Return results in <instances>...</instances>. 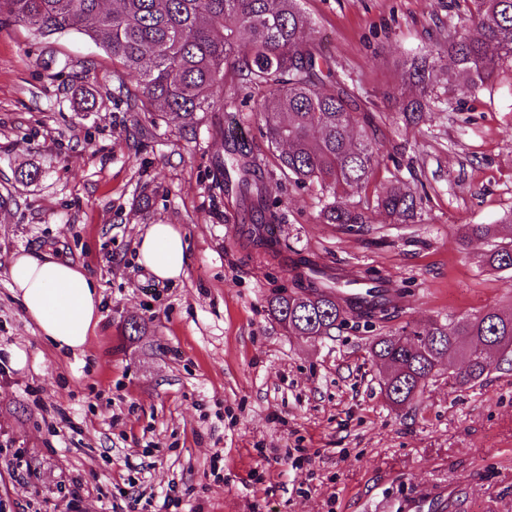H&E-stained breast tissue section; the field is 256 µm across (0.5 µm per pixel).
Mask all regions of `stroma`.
<instances>
[{
  "label": "stroma",
  "instance_id": "1",
  "mask_svg": "<svg viewBox=\"0 0 512 512\" xmlns=\"http://www.w3.org/2000/svg\"><path fill=\"white\" fill-rule=\"evenodd\" d=\"M313 37L372 118V185L422 195L414 220L369 209L351 234L320 217L318 185L295 186L244 97L248 139L276 205L280 258L243 239L224 188V111L194 124L130 107L136 74L72 30L45 38L0 27V512H403L421 487L462 485L465 512H512V370L465 387L447 369L413 408L387 401L368 344L479 311L512 309V272L480 267L489 245L457 244L462 225L512 211V74L440 89L424 121L386 97L400 63L475 30L466 0H305ZM95 98L86 108L77 94ZM39 167L32 184L17 170ZM149 224L177 225L190 261L160 284L136 261ZM82 266L105 308L86 352L44 342L10 291L12 253ZM370 270L404 293L386 325L350 318L319 342L288 335L269 297L293 289L287 258ZM139 335L125 332L128 320ZM28 355L25 369L8 352ZM303 448L307 461H285ZM23 451L29 466L12 471ZM86 484L82 502L68 493Z\"/></svg>",
  "mask_w": 512,
  "mask_h": 512
}]
</instances>
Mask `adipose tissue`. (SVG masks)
Instances as JSON below:
<instances>
[{
    "label": "adipose tissue",
    "instance_id": "ef3b65f1",
    "mask_svg": "<svg viewBox=\"0 0 512 512\" xmlns=\"http://www.w3.org/2000/svg\"><path fill=\"white\" fill-rule=\"evenodd\" d=\"M136 260L157 283L175 281L186 273L188 244L174 225L153 224L138 242ZM8 277L40 337L63 352L83 353L103 318L96 279L76 264L23 251L10 256Z\"/></svg>",
    "mask_w": 512,
    "mask_h": 512
}]
</instances>
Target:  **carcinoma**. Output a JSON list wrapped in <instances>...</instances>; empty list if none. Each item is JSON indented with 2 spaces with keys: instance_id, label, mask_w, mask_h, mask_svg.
Masks as SVG:
<instances>
[{
  "instance_id": "1",
  "label": "carcinoma",
  "mask_w": 512,
  "mask_h": 512,
  "mask_svg": "<svg viewBox=\"0 0 512 512\" xmlns=\"http://www.w3.org/2000/svg\"><path fill=\"white\" fill-rule=\"evenodd\" d=\"M121 8L104 11L100 0H0V26L21 23L47 37L81 30L112 55V64L139 76L133 106L153 113L165 123L194 122L197 112L215 107L239 111L238 97L217 101V88L231 84L268 99L260 112L267 143L278 165L297 186L318 184L325 194L321 216L357 233L369 223L367 212L351 201V193L369 186L379 155L371 135H350L352 126L371 120L361 114L354 95L322 67L326 54L303 34L313 31L311 17L301 0H120ZM477 36L448 35L444 47L402 62L401 81L388 93L405 120L415 122L430 111L439 77L448 86L458 82L471 89L485 85L499 72L512 70V0H467ZM226 138L234 143L227 169L232 185L252 209L277 213L267 203L266 189L250 160L244 121L234 119ZM422 198L390 184L377 189L376 206L397 222L414 219ZM512 224V213L499 224H468L458 245L473 237L491 248L482 256L484 266L512 271V241L500 237L502 225ZM265 252L278 254L274 228L252 239ZM295 291L269 299V310L293 336L319 339L353 316L368 324L386 322L397 305L376 302L341 307L337 287L365 289L372 297L388 287L385 278L325 271L313 260L290 261ZM492 345L512 356V311L468 314L446 322L435 321L420 331H398L377 337L371 354L382 371L384 394L396 408L416 404L446 357H458L462 366L448 379L459 386L482 380L490 370L481 346Z\"/></svg>"
}]
</instances>
